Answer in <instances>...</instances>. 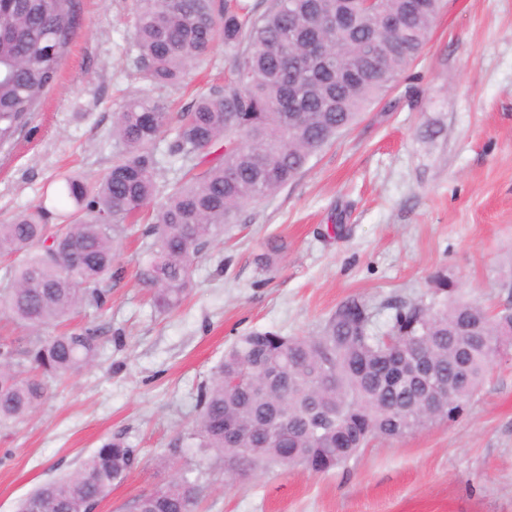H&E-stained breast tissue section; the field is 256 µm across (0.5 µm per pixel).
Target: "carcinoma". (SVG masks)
<instances>
[{
    "mask_svg": "<svg viewBox=\"0 0 512 512\" xmlns=\"http://www.w3.org/2000/svg\"><path fill=\"white\" fill-rule=\"evenodd\" d=\"M441 0H136L132 47L145 83L112 121V165L100 178L59 180L53 197L0 220V311L37 335L0 344V427L29 417L48 380L91 366L99 329L38 331L80 308H104L103 283L121 274L118 245L161 198L146 229L139 277L154 307L178 309L195 265L246 207L293 182L309 159L382 99L422 53ZM74 0H0V153L10 152L54 87L74 37ZM233 59L224 84L172 115L156 91L180 83L217 45ZM179 176L169 180L168 173ZM426 305L395 307L377 330L372 308L342 302L315 336L255 329L224 352L199 393L193 430L170 448L214 453L254 475L272 467L325 472L374 437L393 439L463 413L498 354L493 317L448 289ZM420 348L453 391L428 392L392 373ZM468 378L452 374L459 352ZM234 379L245 384L232 386ZM247 448L260 455L250 456ZM137 449L112 437L72 473L31 491L18 512H90L137 467ZM198 479L182 475L140 494L128 512H196Z\"/></svg>",
    "mask_w": 512,
    "mask_h": 512,
    "instance_id": "carcinoma-1",
    "label": "carcinoma"
}]
</instances>
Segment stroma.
I'll list each match as a JSON object with an SVG mask.
<instances>
[{"mask_svg": "<svg viewBox=\"0 0 512 512\" xmlns=\"http://www.w3.org/2000/svg\"><path fill=\"white\" fill-rule=\"evenodd\" d=\"M76 10L56 86L0 154V216L54 191L63 174L95 179L112 163L113 114L139 86L133 0H79ZM240 222L171 313L149 303L136 275L142 235L123 242L108 304L86 313L101 329L99 358L51 382L32 416L0 432V512L115 435L139 465L96 512H122L184 471L204 488L200 512H512V347L457 419L373 440L328 472L235 477L195 448L165 463L195 424L199 387L252 329L312 336L353 297L385 329L394 306L430 302L444 282L512 309V0H442L420 57L387 96ZM272 237L283 248L264 271L256 257Z\"/></svg>", "mask_w": 512, "mask_h": 512, "instance_id": "1", "label": "stroma"}]
</instances>
